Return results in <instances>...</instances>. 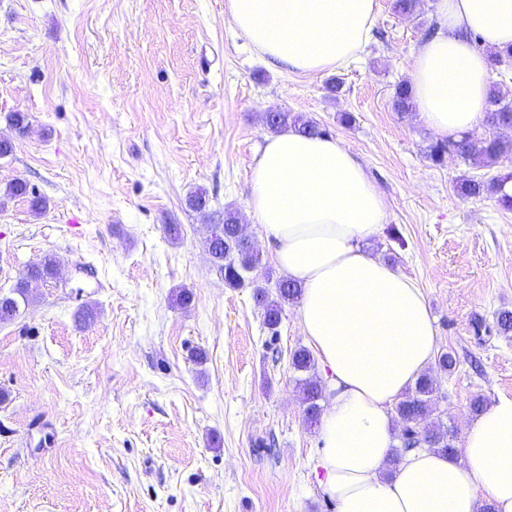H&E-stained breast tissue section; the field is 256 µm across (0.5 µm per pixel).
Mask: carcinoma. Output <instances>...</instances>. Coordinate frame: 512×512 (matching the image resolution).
Returning a JSON list of instances; mask_svg holds the SVG:
<instances>
[{
    "label": "carcinoma",
    "mask_w": 512,
    "mask_h": 512,
    "mask_svg": "<svg viewBox=\"0 0 512 512\" xmlns=\"http://www.w3.org/2000/svg\"><path fill=\"white\" fill-rule=\"evenodd\" d=\"M393 108L397 112L412 110L410 86L400 83L396 86L393 97ZM264 123L267 130L276 132L291 123L294 129L306 135H323L319 124L302 116L288 112H268ZM486 124L493 129H512V104L505 101V95L499 88L490 90ZM454 153L466 161L475 164H494L502 159L512 158V136L490 134L484 136L465 133L458 140L437 142L430 147L428 158L434 163H440L445 155ZM505 180L484 183L476 180H465L460 184L463 194L476 197L485 191L500 192ZM8 194L13 197L28 198L30 207L37 212L42 210L46 202L39 196H30L28 184L15 181L8 187ZM224 239L218 241L205 240L206 250L209 251L212 262L224 271V283L230 288H241L251 273L259 264L260 257L254 254L236 235L235 215L228 211L224 213ZM32 275L45 281L55 274V262L50 256L44 257L31 270ZM255 301L263 308L264 324L271 331L281 322L282 310L285 305L295 302L301 296V288L296 283L278 278L275 280V295H270L267 287L262 284L253 285ZM29 295L25 286L14 285L11 299L0 301V322L11 321L20 315L21 307L27 305ZM291 368L299 374L296 383L302 390L306 404L305 413L309 418L320 416L324 399V390L316 375V362L312 352L305 347L294 349L289 357ZM437 390V380L428 372L418 379L413 389L397 402L395 412L398 423L403 429L398 433L402 447H413V437H418L423 447L454 454L457 452L453 444V431L441 424L427 423V417L432 412L433 395Z\"/></svg>",
    "instance_id": "carcinoma-1"
}]
</instances>
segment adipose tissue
Masks as SVG:
<instances>
[{
    "instance_id": "obj_1",
    "label": "adipose tissue",
    "mask_w": 512,
    "mask_h": 512,
    "mask_svg": "<svg viewBox=\"0 0 512 512\" xmlns=\"http://www.w3.org/2000/svg\"><path fill=\"white\" fill-rule=\"evenodd\" d=\"M234 29L270 65L330 74L359 60L377 0H226ZM512 45V0H436L412 57L418 120L456 139L485 121L488 54ZM248 213L301 297L297 317L326 400L313 472L337 512H512V397L468 420L457 454L395 452V404L439 338L415 282L366 245L388 203L341 140L287 128L258 145Z\"/></svg>"
}]
</instances>
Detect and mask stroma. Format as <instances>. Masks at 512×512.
<instances>
[{
    "mask_svg": "<svg viewBox=\"0 0 512 512\" xmlns=\"http://www.w3.org/2000/svg\"><path fill=\"white\" fill-rule=\"evenodd\" d=\"M378 2L362 59L307 76L269 67L225 0H0V137L13 143L0 158V290L57 261L0 323V512H336L289 365L308 344L297 307L270 333L252 289L225 285L204 246L225 210L247 215L271 109L341 140L386 197L368 248L423 290L439 349L457 359L436 375L437 416L460 437L475 397H512V334L496 328L512 311V210L458 190L512 175V161L428 159L436 134L392 97L435 0L409 17ZM15 112L27 133L10 127ZM17 180L45 209L5 196ZM199 189L203 214L186 204Z\"/></svg>",
    "mask_w": 512,
    "mask_h": 512,
    "instance_id": "35a3bbf8",
    "label": "stroma"
}]
</instances>
